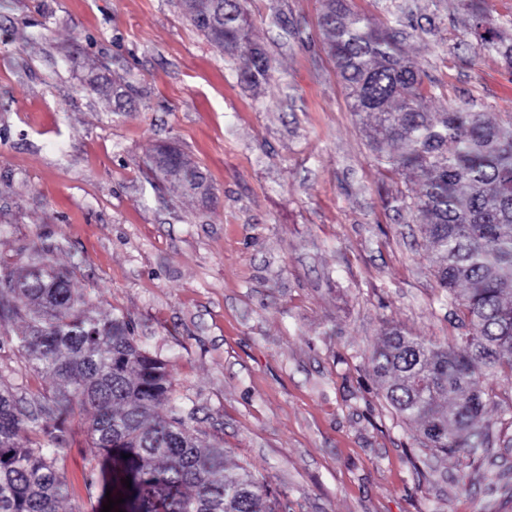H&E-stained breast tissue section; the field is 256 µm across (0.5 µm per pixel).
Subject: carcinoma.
Returning <instances> with one entry per match:
<instances>
[{
    "instance_id": "cac0c4a2",
    "label": "carcinoma",
    "mask_w": 512,
    "mask_h": 512,
    "mask_svg": "<svg viewBox=\"0 0 512 512\" xmlns=\"http://www.w3.org/2000/svg\"><path fill=\"white\" fill-rule=\"evenodd\" d=\"M243 14L240 0H224V34L207 32L205 17L194 27L224 56H247L241 79L257 85L274 65L254 46ZM320 27L376 162L424 176L405 207L424 218L435 277L469 326L445 344L387 329L370 357L374 375L389 407L431 448L469 453L488 405L477 379L512 380V120L426 111L421 76L392 28L352 12L346 0H328ZM474 33L477 54L512 64V41L478 23ZM71 279L72 271L42 263L19 277L0 266V326L22 322L18 351L58 382L32 409L0 385V512H60L63 436L78 411L91 412L90 447L110 463L102 487L125 499L112 512H275L264 482L229 470L221 443L194 426L167 365L125 317L90 315Z\"/></svg>"
}]
</instances>
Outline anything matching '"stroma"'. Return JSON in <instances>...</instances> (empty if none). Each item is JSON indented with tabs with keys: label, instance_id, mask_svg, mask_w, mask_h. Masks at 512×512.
Instances as JSON below:
<instances>
[{
	"label": "stroma",
	"instance_id": "obj_1",
	"mask_svg": "<svg viewBox=\"0 0 512 512\" xmlns=\"http://www.w3.org/2000/svg\"><path fill=\"white\" fill-rule=\"evenodd\" d=\"M465 0H349L396 27L429 111L512 119V67L475 56ZM274 76L245 83L180 0H0V265L74 267L93 314L124 315L229 467L276 512H512V382L474 455L426 447L386 403L370 356L387 326L434 343L462 328L404 199L380 167L319 32L323 0H245ZM129 95L116 109L113 88ZM179 149L189 195L151 169ZM0 381L55 388L12 340ZM63 512H98L85 416L65 432Z\"/></svg>",
	"mask_w": 512,
	"mask_h": 512
}]
</instances>
